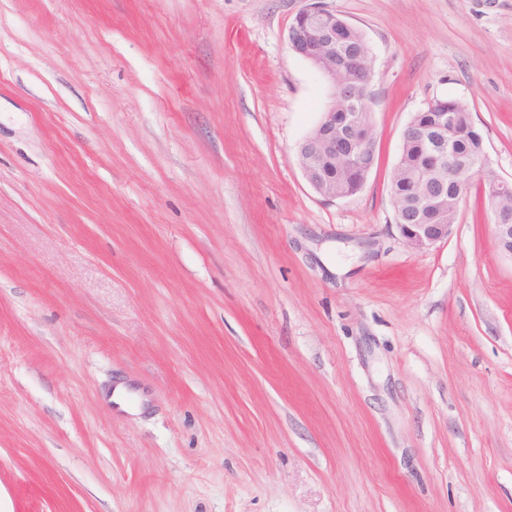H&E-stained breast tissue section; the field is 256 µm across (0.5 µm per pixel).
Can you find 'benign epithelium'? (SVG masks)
Segmentation results:
<instances>
[{"mask_svg": "<svg viewBox=\"0 0 512 512\" xmlns=\"http://www.w3.org/2000/svg\"><path fill=\"white\" fill-rule=\"evenodd\" d=\"M336 11L322 0H309L300 9L288 29L291 49L309 61L331 88L329 101L318 126L299 145L300 165L307 182L322 197L339 199L336 184L326 180L325 167H342L360 191L375 164V129L370 102L363 111L350 116L336 111V92L345 97L353 87L370 78L373 66L363 62L359 50L336 49ZM432 112H417L404 129L402 143L418 141L426 150V163L407 171L406 177L422 188L416 205L395 210L396 227L401 237L418 248H427L448 240L453 225L448 223V182L434 180L437 171L453 167L456 175L470 176L474 171L487 177L493 230L500 251L512 257V209H502L499 199L512 194V182L499 176L481 153L466 163L456 164L445 143L448 126L456 115L448 111V100L429 103Z\"/></svg>", "mask_w": 512, "mask_h": 512, "instance_id": "obj_1", "label": "benign epithelium"}]
</instances>
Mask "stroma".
Returning a JSON list of instances; mask_svg holds the SVG:
<instances>
[{"mask_svg": "<svg viewBox=\"0 0 512 512\" xmlns=\"http://www.w3.org/2000/svg\"><path fill=\"white\" fill-rule=\"evenodd\" d=\"M323 2L374 59L334 201L304 0H0V512H512V258L480 181L428 249L389 191L446 97L512 180V0Z\"/></svg>", "mask_w": 512, "mask_h": 512, "instance_id": "obj_1", "label": "stroma"}]
</instances>
